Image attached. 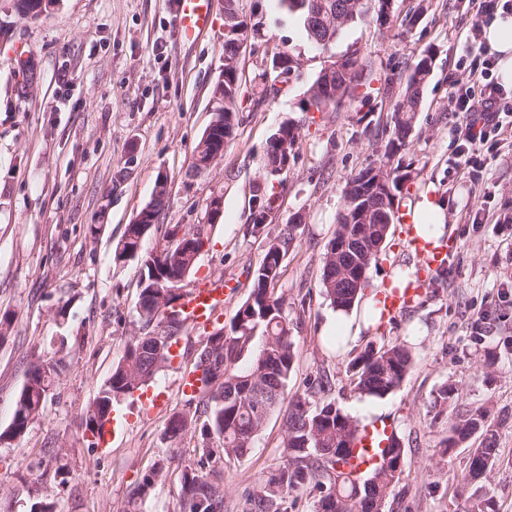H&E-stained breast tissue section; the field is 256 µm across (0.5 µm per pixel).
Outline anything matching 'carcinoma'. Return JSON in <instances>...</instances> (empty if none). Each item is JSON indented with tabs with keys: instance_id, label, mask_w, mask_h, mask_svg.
I'll list each match as a JSON object with an SVG mask.
<instances>
[{
	"instance_id": "obj_1",
	"label": "carcinoma",
	"mask_w": 512,
	"mask_h": 512,
	"mask_svg": "<svg viewBox=\"0 0 512 512\" xmlns=\"http://www.w3.org/2000/svg\"><path fill=\"white\" fill-rule=\"evenodd\" d=\"M288 13L303 26L307 40L327 52L345 27L369 21L380 28L393 23V0H279ZM12 8L29 17L42 13V0H13ZM262 25L250 24L238 15L234 30L224 34V59L234 65L224 70V115L221 137L229 142L237 125L238 100L241 94V42L261 36ZM343 69L327 84L317 76L306 92L305 112H327L343 98L370 107L380 95L392 99L390 122L383 130L385 137L376 141L375 152L381 161H391L410 144L414 114L418 111L423 87L430 73V50L411 66L404 86L388 81L378 88L364 71L371 70L358 51L345 54ZM296 54L287 48L273 52L255 75L261 96L276 84H286L299 69L294 65ZM277 133L280 138L267 144L261 193L254 198L248 222L251 232H265L271 222L275 201V185L285 186L289 170L283 169L280 143L299 144L298 129L284 122ZM374 164L346 177L343 187L344 206L337 218L336 230L320 259L321 293L330 304L344 312L365 296L368 269L374 260L371 248L386 242L391 229L386 224H363L360 210L378 206L365 187ZM387 194L398 197L411 181V172L400 167L389 168ZM153 231L154 224H128L120 240L112 246V263L126 265V260L140 264L138 300L135 313L139 334L128 342L122 359L112 367L110 376L97 395L83 410L85 420H98L95 437H103L114 402L128 397L152 380L169 362L167 348L182 337L185 323L181 318L165 315L160 310L163 282L177 275L191 276L196 263H187L184 256L197 257L209 238L205 225L186 228L175 225L165 231L164 244L156 251L137 249L143 230ZM298 225L289 223L268 239L262 262L247 272L250 277L248 297L240 304L224 335L206 337L197 354L194 374L197 390L188 399L193 412H176L167 422L164 435L172 443H180L189 433L199 431L196 451L198 459L181 471L180 486L184 512H224V468L245 457L253 447L269 417L288 402L282 439V464L265 481L257 494L258 512H281L280 501L301 490L318 493L315 512H377L375 502L384 504L394 494L402 472L405 448L400 437L385 450V461L363 481L355 480L342 465L362 426L336 407L335 375L320 368L304 389L287 399L288 380L294 367L296 350L288 322V294L281 288L283 261L297 241ZM139 250L137 256L132 251ZM262 342L249 365L239 370L236 363L251 351L256 333ZM57 358L50 364L37 360L30 364L28 379L19 392L10 425L0 431L1 441L16 440L26 433L30 423L44 409L45 402L59 381L69 355L65 340H60ZM413 364V353L403 342H368L348 365L352 390L362 396L384 397L403 383ZM456 389L443 384L435 392L430 407L442 414ZM481 438L480 447L468 458L467 470L457 494L487 477L499 459L496 433L488 422V410L478 407L455 417L439 443L445 457L474 437ZM168 459L156 460L144 475L141 484L129 496L126 512H140L142 501L153 486L168 473Z\"/></svg>"
}]
</instances>
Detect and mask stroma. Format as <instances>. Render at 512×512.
<instances>
[{
  "mask_svg": "<svg viewBox=\"0 0 512 512\" xmlns=\"http://www.w3.org/2000/svg\"><path fill=\"white\" fill-rule=\"evenodd\" d=\"M176 2L50 0L33 19L0 0V19L12 26L10 38L0 40V315L12 320L0 343V430L12 421L31 362L52 357L59 337L72 347L43 412L24 437L0 445V512H30L39 492L54 497L57 512H123L144 474L165 456L168 475L141 512H183L180 472L194 461L199 437L186 436L174 449L164 428L185 404L179 382L192 370L204 332L186 329L184 355L150 382L167 394L162 409L144 415L137 398L118 403L122 430L110 448L91 444L81 418L138 330L140 269L134 262L114 267L112 246L162 177L170 188L162 223H207V201L224 200L193 276L200 285L219 278L232 284L221 326L246 299V270L262 262L268 235L301 217L281 277L296 348L288 389H302L323 365L336 374V405L345 414L357 419L377 408L395 423L407 454L392 512H471L473 500L455 493L470 448L444 457L437 444L457 414L477 406L489 409L501 450L487 485L498 512H512V145L480 151L481 172L469 180L454 167L452 129L463 117L448 110L454 93L471 84L466 52L473 28L487 23L476 0H394L396 17L420 13L410 33L355 23L328 54L308 42L279 0H241L263 36L241 51L236 136L211 172L192 180L186 172L217 107L214 90L224 71V0H211L213 26L194 40L181 33ZM283 46L305 65L277 95L260 97L253 78ZM426 49L432 62L415 130L396 157L412 176L399 210L424 195L442 202L443 237L457 246L445 282H424L413 307L383 323L385 341L414 347L403 383L381 398L361 396L350 390L348 363L366 339L331 344L326 328L336 311L321 293L319 260L343 207L344 181L375 160L374 136L389 123L392 104L377 98L364 117L345 102L317 119L302 104L328 55L355 50L370 60L373 78L404 79ZM23 59L37 74L24 96L17 91ZM285 121L299 128V150L273 221L257 235L247 221L252 185ZM478 208L485 214L480 224L470 218ZM92 224L103 227L95 239ZM404 238V225H396L367 272L371 287L415 268ZM445 383L459 398L443 416H432L433 395ZM282 435L277 412L248 455L225 469L224 512H253L261 479L282 461Z\"/></svg>",
  "mask_w": 512,
  "mask_h": 512,
  "instance_id": "1",
  "label": "stroma"
}]
</instances>
